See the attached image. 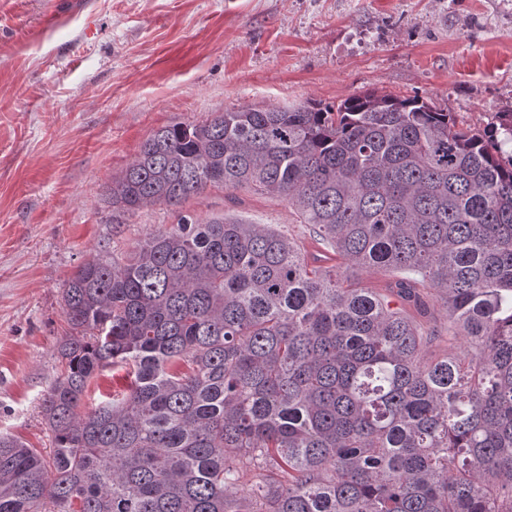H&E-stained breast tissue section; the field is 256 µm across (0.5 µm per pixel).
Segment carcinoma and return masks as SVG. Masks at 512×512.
Masks as SVG:
<instances>
[{
	"instance_id": "obj_1",
	"label": "carcinoma",
	"mask_w": 512,
	"mask_h": 512,
	"mask_svg": "<svg viewBox=\"0 0 512 512\" xmlns=\"http://www.w3.org/2000/svg\"><path fill=\"white\" fill-rule=\"evenodd\" d=\"M507 145L512 119L474 130L375 92L158 129L107 187L112 213L252 189L286 199L325 251L182 215L120 263L86 260L41 405L52 465L0 435V512H512ZM387 269L421 278L356 279ZM427 288L448 311L434 361L388 300ZM116 363L127 390L81 411ZM248 470L262 480L244 486Z\"/></svg>"
}]
</instances>
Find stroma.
Instances as JSON below:
<instances>
[{"mask_svg": "<svg viewBox=\"0 0 512 512\" xmlns=\"http://www.w3.org/2000/svg\"><path fill=\"white\" fill-rule=\"evenodd\" d=\"M419 95L474 129L512 112V0H0V435L51 457L68 279L179 215L309 237L286 200L211 188L112 221L105 187L161 127L252 105ZM426 358L447 344L429 293Z\"/></svg>", "mask_w": 512, "mask_h": 512, "instance_id": "1", "label": "stroma"}]
</instances>
